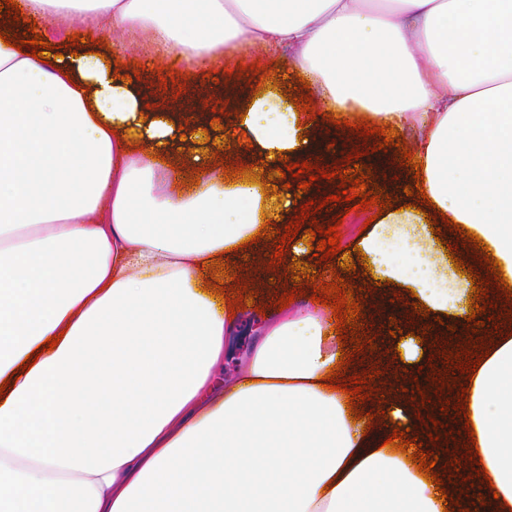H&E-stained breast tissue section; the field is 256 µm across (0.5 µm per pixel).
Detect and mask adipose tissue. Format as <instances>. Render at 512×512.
I'll use <instances>...</instances> for the list:
<instances>
[{
  "label": "adipose tissue",
  "instance_id": "ef3b65f1",
  "mask_svg": "<svg viewBox=\"0 0 512 512\" xmlns=\"http://www.w3.org/2000/svg\"><path fill=\"white\" fill-rule=\"evenodd\" d=\"M16 2L27 20L146 37L151 64L189 81L288 51L327 112H299L271 84L216 115L126 80L119 44L38 60L0 40V512H512V325L467 320L468 276L490 274L479 246L512 288V0ZM343 118L415 128L421 178L401 176L388 145L377 185L400 195L420 181L429 199L385 209L358 242L366 315L416 299L375 323L384 383L359 405L368 423L323 385L342 358L329 311L267 312L244 370L220 385L241 317L206 289L221 264L261 290L295 265L322 272L303 235L274 258L298 202L280 171L324 167ZM240 163L251 173L227 177ZM438 213L461 227L455 250L430 230ZM474 332L490 355L468 413L448 411L455 439L430 440L407 388ZM400 427L437 455L443 490L388 445ZM470 443L487 469L473 484Z\"/></svg>",
  "mask_w": 512,
  "mask_h": 512
}]
</instances>
